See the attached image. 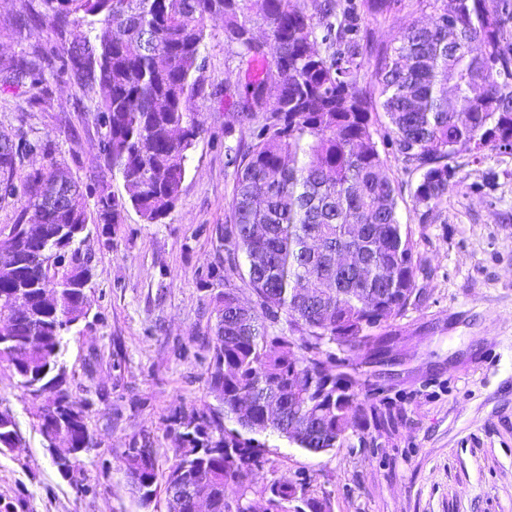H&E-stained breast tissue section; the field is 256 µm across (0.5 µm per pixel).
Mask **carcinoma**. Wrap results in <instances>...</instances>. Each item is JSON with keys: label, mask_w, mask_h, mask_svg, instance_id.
<instances>
[{"label": "carcinoma", "mask_w": 512, "mask_h": 512, "mask_svg": "<svg viewBox=\"0 0 512 512\" xmlns=\"http://www.w3.org/2000/svg\"><path fill=\"white\" fill-rule=\"evenodd\" d=\"M44 11L21 20L62 26L88 21L67 47H40L33 58L0 57V72L40 89L44 68L71 69L98 82L101 152L118 172L127 202L149 223L178 200L190 151L203 131L194 102L205 93L202 48L209 22L221 19L245 69L224 84V102L252 121L250 146L235 152L230 223L219 229L229 271L247 281L253 305L239 307L232 289L214 296L208 389L219 405L169 416L173 462L165 487L194 473L212 512H326L324 504L274 480L258 491L249 476L264 460L258 435L276 433L302 448L331 449L363 424L368 407L358 387L336 379L353 366L322 345L377 354L395 339L392 320L415 291L414 247L397 217V188L380 156L378 107L397 151L420 172L413 198L427 209L460 184L450 165L460 152L478 162L488 151L512 150V0H441L426 25L412 24L376 72V88L360 85L363 53L351 7L340 0H42ZM263 26L268 38L253 36ZM38 141L0 136V198H27L3 249L24 265L0 279V345L19 387L52 395L38 418L42 433L61 422V438L90 447L86 403L72 398L60 363L63 336L86 318L91 256L81 231L116 224L124 203L110 194L91 218L70 172L52 163L13 182L18 163ZM68 192L72 206L59 204ZM363 249L367 262L346 276L331 254ZM378 295L368 307L364 297ZM293 335L273 331L280 321ZM249 403L246 426L239 406ZM235 427L226 426V421ZM19 439L14 416L0 421V448ZM126 472L137 489L157 491L156 455L127 448ZM76 454L56 463L76 480ZM237 496L226 498L229 487ZM257 495L262 506L252 495Z\"/></svg>", "instance_id": "1"}]
</instances>
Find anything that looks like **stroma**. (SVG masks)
<instances>
[{
    "label": "stroma",
    "mask_w": 512,
    "mask_h": 512,
    "mask_svg": "<svg viewBox=\"0 0 512 512\" xmlns=\"http://www.w3.org/2000/svg\"><path fill=\"white\" fill-rule=\"evenodd\" d=\"M40 8L41 0H0V55L85 32L82 24L63 34L32 25L16 39L17 20ZM433 14L434 0H401L378 19L361 9L362 85L374 87L399 31ZM203 55V131L175 207L158 224L129 207L119 223L90 227L89 316L66 334L61 362L73 396L89 403L86 423L98 446L82 453L79 481L71 483L40 431L45 398L26 395L0 360V410L13 414L20 432L16 447L0 449V512H166L161 493L141 505L120 458L132 439L149 438L158 476L166 478L168 416L216 403L206 385L211 293L228 285L253 297L239 278L224 275L217 230L229 221L235 179L225 148L250 141L240 134L245 120L224 102L239 59L222 22L211 23ZM44 77L40 99L0 78V134L47 145L16 170L15 181L54 161L78 179L88 213L99 192L125 199L121 177L100 153L98 86L70 71L48 69ZM228 121L235 126L229 135ZM387 126L378 116L376 141L399 192L398 217L412 233L417 270L412 301L393 322L395 363L367 368L363 377L360 397L379 419L317 453L268 435L266 463L250 481L258 489L304 479L328 512H512V153L493 151L479 163L457 155L460 187L428 212L414 203L419 173L397 153ZM208 276L209 289L201 285Z\"/></svg>",
    "instance_id": "35a3bbf8"
}]
</instances>
